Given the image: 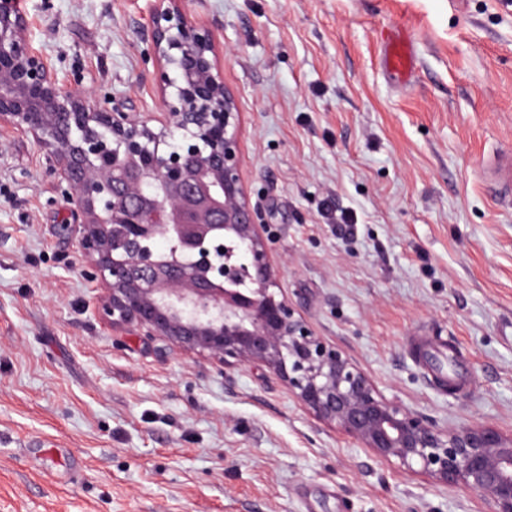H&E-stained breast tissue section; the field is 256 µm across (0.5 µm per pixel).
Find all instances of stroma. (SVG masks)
<instances>
[{
	"label": "stroma",
	"instance_id": "35a3bbf8",
	"mask_svg": "<svg viewBox=\"0 0 512 512\" xmlns=\"http://www.w3.org/2000/svg\"><path fill=\"white\" fill-rule=\"evenodd\" d=\"M33 49L94 104L159 111L150 0H19ZM236 96L244 179L285 296L388 398L512 434V149L503 0H183ZM414 41L393 81L387 36ZM331 202L354 218L328 223ZM43 148L0 126V512H492L380 459L257 364L113 331ZM450 364L426 373L412 337ZM467 380L449 391V369ZM479 172L495 192L498 205L512 206V151L494 152L484 159Z\"/></svg>",
	"mask_w": 512,
	"mask_h": 512
}]
</instances>
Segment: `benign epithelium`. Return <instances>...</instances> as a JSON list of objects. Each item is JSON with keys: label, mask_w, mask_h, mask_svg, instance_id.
<instances>
[{"label": "benign epithelium", "mask_w": 512, "mask_h": 512, "mask_svg": "<svg viewBox=\"0 0 512 512\" xmlns=\"http://www.w3.org/2000/svg\"><path fill=\"white\" fill-rule=\"evenodd\" d=\"M159 113L100 109L65 88L29 44L17 0H0V125L32 134L65 182L79 244L102 288V320L226 367L261 364L316 418L379 458L512 512V436L490 426L443 432L386 398L316 335L280 287L243 181L240 112L209 29L181 0H155ZM157 122L160 128L149 126ZM184 131L176 151L161 148ZM168 241L166 254L154 250Z\"/></svg>", "instance_id": "obj_1"}]
</instances>
